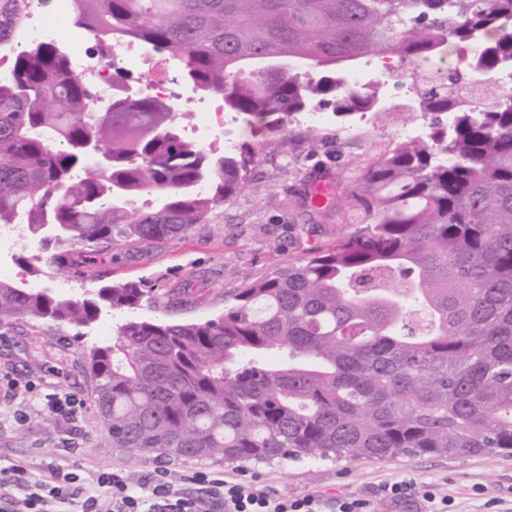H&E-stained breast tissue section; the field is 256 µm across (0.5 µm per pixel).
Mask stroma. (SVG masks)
Masks as SVG:
<instances>
[{
	"label": "stroma",
	"mask_w": 512,
	"mask_h": 512,
	"mask_svg": "<svg viewBox=\"0 0 512 512\" xmlns=\"http://www.w3.org/2000/svg\"><path fill=\"white\" fill-rule=\"evenodd\" d=\"M321 127L317 145L303 140L301 118H294L284 136L269 139L254 163L251 183L218 207L211 223L195 225L182 238L130 251L114 250L105 258L76 256L77 270L52 275L32 273L25 257L35 254L31 237L14 241L0 260L11 264V285L49 288L63 298H82L103 285L139 279L157 283L163 304L142 302L117 313L102 311L85 327L21 320L0 322V375L19 383L34 382V392L12 399L0 396V467L25 463L45 466L63 444L75 452L63 459L81 477L115 467L139 480L156 467L221 471L236 478L256 477L269 489L291 497L314 494L325 512L337 500L356 497L369 501L372 512H424V491L450 500V512H512V456L480 454L469 457L399 455L381 459H287L273 464L145 459L131 453L102 450L101 422L93 406L97 381L90 353L110 342V328L136 318L164 322H196L221 315L225 302L245 283L272 275L306 249L333 244L352 231L354 211L342 206L337 214L313 222L289 209L288 201L315 184L329 185L332 194L346 196L355 171L392 147L399 115L377 112L372 126H358L351 140L336 137L333 105ZM61 389L80 394L86 402L74 422L50 418L45 403ZM25 423H18V414ZM404 481L415 492L394 504L382 495L383 485Z\"/></svg>",
	"instance_id": "stroma-1"
}]
</instances>
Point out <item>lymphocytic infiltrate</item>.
<instances>
[{"instance_id":"f902f5d3","label":"lymphocytic infiltrate","mask_w":512,"mask_h":512,"mask_svg":"<svg viewBox=\"0 0 512 512\" xmlns=\"http://www.w3.org/2000/svg\"><path fill=\"white\" fill-rule=\"evenodd\" d=\"M188 484L203 486L224 512H320L315 496H278L259 482L220 473L185 472L173 478L157 468L133 481L112 469L87 482L53 463L37 476L23 464L0 468V500L7 501L10 512H54L59 503L78 512H202L199 501L184 493Z\"/></svg>"}]
</instances>
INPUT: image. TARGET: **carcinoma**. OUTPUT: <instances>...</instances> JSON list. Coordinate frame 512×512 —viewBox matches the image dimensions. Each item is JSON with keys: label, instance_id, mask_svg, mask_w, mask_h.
I'll return each mask as SVG.
<instances>
[{"label": "carcinoma", "instance_id": "cac0c4a2", "mask_svg": "<svg viewBox=\"0 0 512 512\" xmlns=\"http://www.w3.org/2000/svg\"><path fill=\"white\" fill-rule=\"evenodd\" d=\"M100 48L142 43L199 93L242 116L253 145L212 157L164 101L129 95L105 112L53 41L13 48L30 0H0V227L37 239L27 259L59 271L76 249L149 246L204 224L250 180L286 119L331 99L336 117L379 111L348 89L358 61L418 66L490 38L418 104L453 109L448 132L398 142L348 190L360 227L245 284L202 322L128 320L92 351L108 447L143 456L270 462L403 454L512 455V104L484 112L512 60V0H74ZM284 56L292 65L252 71ZM478 72L482 83L463 80ZM158 196V207L134 199ZM155 285L89 298L0 281V318L84 326L132 309Z\"/></svg>", "mask_w": 512, "mask_h": 512}]
</instances>
